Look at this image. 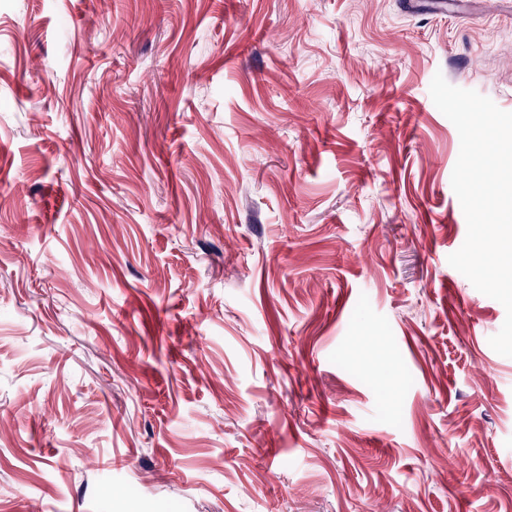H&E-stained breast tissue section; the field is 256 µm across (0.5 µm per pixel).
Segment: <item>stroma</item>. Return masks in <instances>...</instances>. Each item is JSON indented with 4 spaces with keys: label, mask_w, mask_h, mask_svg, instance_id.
<instances>
[{
    "label": "stroma",
    "mask_w": 512,
    "mask_h": 512,
    "mask_svg": "<svg viewBox=\"0 0 512 512\" xmlns=\"http://www.w3.org/2000/svg\"><path fill=\"white\" fill-rule=\"evenodd\" d=\"M438 73L512 8L0 0V512H512Z\"/></svg>",
    "instance_id": "35a3bbf8"
}]
</instances>
